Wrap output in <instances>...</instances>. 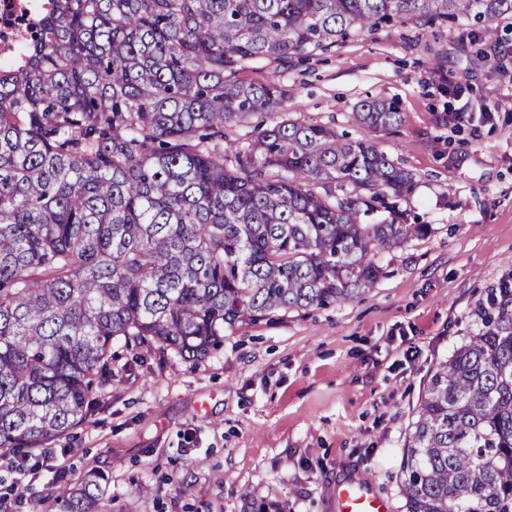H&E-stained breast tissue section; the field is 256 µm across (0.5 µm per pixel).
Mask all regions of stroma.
Instances as JSON below:
<instances>
[{
	"label": "stroma",
	"mask_w": 512,
	"mask_h": 512,
	"mask_svg": "<svg viewBox=\"0 0 512 512\" xmlns=\"http://www.w3.org/2000/svg\"><path fill=\"white\" fill-rule=\"evenodd\" d=\"M484 56L456 21L355 35L309 59L249 63L241 79L290 94L287 120L375 143L413 174L397 202L431 235L391 254L374 288L226 333L188 361L113 344L112 383L86 421L33 450L25 476L0 459V512H55L61 486L103 476L102 512H326L336 482L362 474L403 512L399 468L431 370L480 326L512 279V14ZM396 101L373 132L364 99ZM492 121L453 123L461 108ZM353 113L362 126L372 131L389 130L401 119V112L393 102L380 99L361 100Z\"/></svg>",
	"instance_id": "stroma-1"
}]
</instances>
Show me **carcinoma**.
<instances>
[{"label": "carcinoma", "mask_w": 512, "mask_h": 512, "mask_svg": "<svg viewBox=\"0 0 512 512\" xmlns=\"http://www.w3.org/2000/svg\"><path fill=\"white\" fill-rule=\"evenodd\" d=\"M512 0H49L0 68V458L86 417L112 381V342L196 360L224 332L342 304L383 254L431 231L395 199L414 185L368 140L279 121L288 93L249 83L260 58L325 52L413 20L475 18ZM272 116L251 143L224 125ZM356 120L400 122L365 99ZM278 169L275 176L268 175ZM431 372L400 463L406 512H512V288ZM103 478L57 512H95Z\"/></svg>", "instance_id": "obj_1"}]
</instances>
